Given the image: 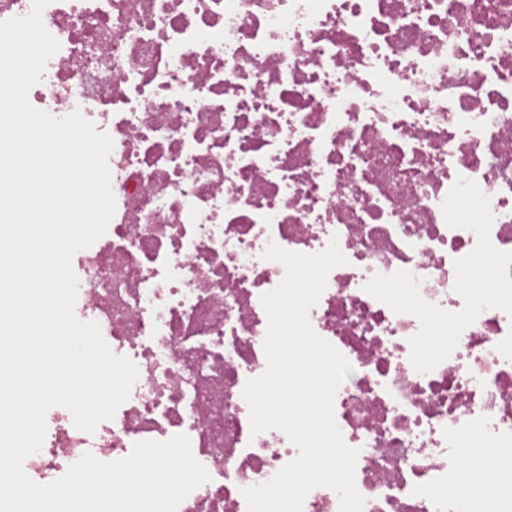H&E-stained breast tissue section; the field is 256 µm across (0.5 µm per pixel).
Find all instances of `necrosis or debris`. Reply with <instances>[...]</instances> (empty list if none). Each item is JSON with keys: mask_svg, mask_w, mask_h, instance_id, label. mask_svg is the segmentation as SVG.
<instances>
[{"mask_svg": "<svg viewBox=\"0 0 512 512\" xmlns=\"http://www.w3.org/2000/svg\"><path fill=\"white\" fill-rule=\"evenodd\" d=\"M42 20L60 48L30 104L80 111L114 143L116 212L73 256L75 314L139 378L94 433L49 410L31 480L183 433L211 479L178 512H247L242 488L298 454L280 430L251 435L242 397L266 368L260 297L284 276L261 254L334 237L348 262L310 321L353 367L334 412L363 512H465L474 434L512 482V316L485 310L421 374L417 318L364 290L405 269L426 301L462 308L454 262L477 238L441 209L460 177L512 251V0H50Z\"/></svg>", "mask_w": 512, "mask_h": 512, "instance_id": "necrosis-or-debris-1", "label": "necrosis or debris"}]
</instances>
